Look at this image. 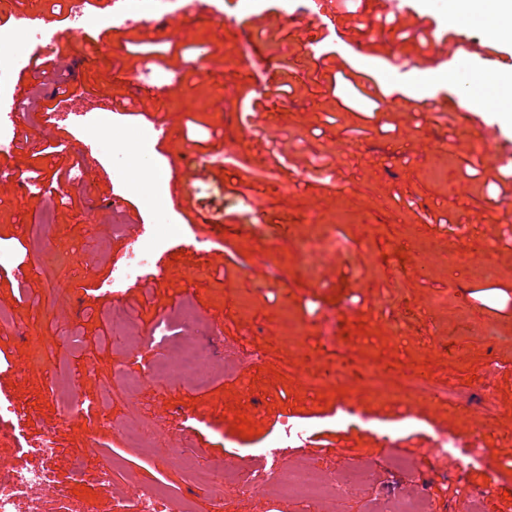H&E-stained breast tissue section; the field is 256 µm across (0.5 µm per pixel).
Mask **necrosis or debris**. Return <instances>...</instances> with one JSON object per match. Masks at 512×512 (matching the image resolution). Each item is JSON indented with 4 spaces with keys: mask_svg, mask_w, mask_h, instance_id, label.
<instances>
[{
    "mask_svg": "<svg viewBox=\"0 0 512 512\" xmlns=\"http://www.w3.org/2000/svg\"><path fill=\"white\" fill-rule=\"evenodd\" d=\"M68 31L73 43L82 42L85 34L97 27L111 30H128L143 26H160L158 18L133 10L120 0L113 5L111 14L98 16L91 13L87 0H64ZM57 33L37 21L30 14L14 11L8 23L0 24V156L12 155L19 147L18 116L24 106L12 88L11 76L26 59L56 54ZM81 101L71 94L58 98V112L67 115L69 122H86L97 145L108 146L116 159H123L125 153L142 152L149 143L167 137L166 126L158 119H150L144 125L136 142H123L114 136L110 126L102 121H86L80 110ZM177 225L159 227L156 224L138 225L128 234L125 259L113 265L111 278L107 284L109 292H120L130 281L139 279L144 270L156 264L163 244L178 236ZM204 331L212 335V328H200L192 310H183L179 320L169 317L159 318L152 333L143 340L144 347L154 349L168 344L172 338L186 332ZM377 356L360 357L348 351H337L335 358L309 374L307 382L311 387L323 389L331 385L350 386L358 392L373 395L376 399L390 404H399L401 399L418 394L441 403L464 407L469 403L467 395L451 393L439 389L433 381L422 374L394 368L385 370ZM213 369L212 355L202 343L187 342L170 355L153 359L147 371L132 374L133 385H141L144 380H202ZM43 463L40 466L11 465L0 466V512H40L38 502L52 480L48 464L54 453L51 438H44L38 448ZM364 475L360 472L349 474L339 480H322L307 469H291L281 472L271 469L265 474L263 485L279 489L283 494L295 497L302 503L314 506L326 496L345 497L352 495Z\"/></svg>",
    "mask_w": 512,
    "mask_h": 512,
    "instance_id": "necrosis-or-debris-1",
    "label": "necrosis or debris"
}]
</instances>
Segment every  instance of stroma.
I'll return each instance as SVG.
<instances>
[{
	"label": "stroma",
	"mask_w": 512,
	"mask_h": 512,
	"mask_svg": "<svg viewBox=\"0 0 512 512\" xmlns=\"http://www.w3.org/2000/svg\"><path fill=\"white\" fill-rule=\"evenodd\" d=\"M60 2L9 0L0 24L17 8L55 28L72 92L91 108L124 102L123 112L108 116L118 136L150 118L166 124L168 138L153 143L149 156L170 171L160 203L181 235L167 243L161 269L146 270L120 294L104 292L125 250L114 222L149 224L154 215L133 196L114 218L110 204L124 188L115 161L99 152L87 156L89 192L70 184L76 162L63 145L80 131L49 120L46 97L27 96L53 61L17 68L12 86L29 99V113L19 119L21 148L0 166L35 184H0V250L14 253L22 271L15 283L0 272V312L8 316L0 322V357L8 361L0 368V397L21 414L33 449L26 463L40 465L34 449L52 436V478L77 492L86 512H130L135 482L165 485L192 512H301L296 499L262 486L246 491L228 479L215 493L193 485L169 458L177 448L199 467L248 474L264 463L262 448L288 419L306 433L279 457L281 470L305 468L322 478L366 473L354 494L318 512H388L378 496L388 480L406 495L424 492L427 512H448L475 489L486 492L482 512H512V180L499 182L492 157L469 168L477 129L457 109L455 89L420 87L427 71L422 51L407 41L393 45L379 31L374 54L354 51L366 25L381 22L378 0H348L336 32L308 15L284 20L278 0H265L255 16L223 0V24L178 14V38L154 27L99 28L78 48ZM401 7L406 30L427 41L497 45L480 25H450L429 0H403ZM246 33L273 64L276 83L261 92L241 77L228 110L224 78L242 70L234 52ZM151 51L180 72L179 94L135 80ZM200 56L209 65H196ZM339 70L344 79L333 80ZM360 72L377 86L375 99L350 84ZM287 82L294 92L284 99L278 87ZM190 98L203 110L186 112ZM438 103L445 111H435ZM254 107L261 119L239 137L245 164L203 178L183 165L188 147L223 150L233 114ZM423 141L438 143V153L419 154ZM260 161L277 171L276 180H254ZM245 193L258 198L262 218L248 212ZM227 224L241 227L229 240L220 234ZM302 238L332 241L334 263L304 257L296 247ZM399 248L404 258H396ZM424 254L430 262L416 272ZM186 307L218 330L217 359L248 358L252 367L220 365L201 381H148L131 390L117 375L132 368L131 349L159 317ZM341 312L351 348L423 369L439 386L469 394V407L415 395L395 408L350 388L311 390L304 368L331 354L324 334ZM120 316L135 324L128 335L114 333ZM64 391L89 405V413L65 416ZM240 413L257 435L235 431ZM111 419L157 423L153 447L131 446L108 427ZM442 433L461 442L448 460L431 453ZM474 435L480 458L469 461L462 445ZM115 456L122 467L110 482L97 481L96 470Z\"/></svg>",
	"instance_id": "1"
}]
</instances>
